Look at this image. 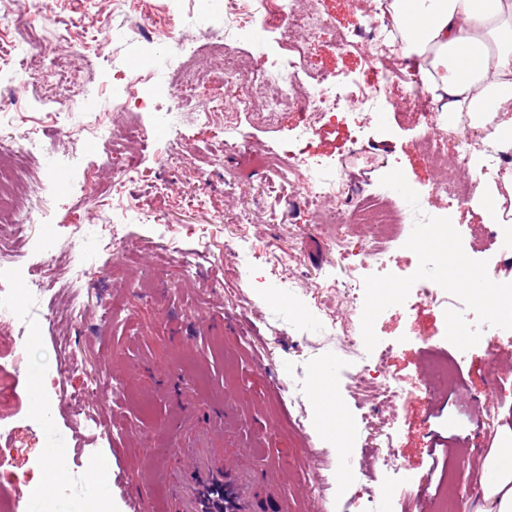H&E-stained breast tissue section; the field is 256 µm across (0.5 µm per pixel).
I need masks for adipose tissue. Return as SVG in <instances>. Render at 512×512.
I'll use <instances>...</instances> for the list:
<instances>
[{"instance_id": "1", "label": "adipose tissue", "mask_w": 512, "mask_h": 512, "mask_svg": "<svg viewBox=\"0 0 512 512\" xmlns=\"http://www.w3.org/2000/svg\"><path fill=\"white\" fill-rule=\"evenodd\" d=\"M391 34L425 91L445 100L448 131L512 153V0H390ZM476 512H512V467L487 458Z\"/></svg>"}]
</instances>
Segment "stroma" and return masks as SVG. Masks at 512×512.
Listing matches in <instances>:
<instances>
[{
	"mask_svg": "<svg viewBox=\"0 0 512 512\" xmlns=\"http://www.w3.org/2000/svg\"><path fill=\"white\" fill-rule=\"evenodd\" d=\"M330 21L322 42L308 50L309 67L367 81L372 72L357 54L334 49L337 35L353 34L367 0H321ZM149 13L158 25L168 15L161 0H56L59 25L81 18L68 40L51 53L34 50L32 71L47 55L58 56L75 82L94 96L112 92V64L130 69L146 64L150 37L133 34L136 16ZM59 96L44 94L38 81L18 93L19 111L0 112V146H29L23 169L28 183L55 198L52 223L16 231L13 216L0 217V239L10 243L22 271L50 265L58 282L26 302L12 333L31 342L27 366L0 358V381L13 390L12 415L0 422V446L13 448L10 478L0 481V500L36 512L34 499L57 501V512H126L125 492L136 489L134 472L116 460L132 457L136 444L175 447L179 395L196 399L200 415L220 407L224 393L232 425L228 448H252L259 468L278 472L288 493L301 496L302 512H357L355 494L366 491V512H439L431 454L443 448L462 492L457 512H472L481 499L485 460L491 449L512 448V347L504 336H481L461 350L445 337L444 312L476 316L453 295L435 303L387 308L376 320L383 371L395 375L403 392L383 406L355 388V375L372 374L369 357L356 356L320 324L322 313L345 315L346 258L336 227L321 210L293 203L288 185L271 171L256 170L250 153L278 149L301 124L298 112L241 113L239 152L224 150V129L206 125L195 113L179 114L165 136L152 130L148 113L105 115L110 128L141 125L142 136L119 143L110 137L82 140L59 132L53 113ZM360 116L346 111L316 123L312 148L345 160V179L381 192V177L400 168L420 201L451 218L470 246V227L484 223L471 204L448 203L433 195L435 174L418 148L414 122L386 110L385 136L368 132L371 151L351 157ZM181 145L175 168L157 163L168 144ZM136 165L137 180L123 182ZM154 213L150 222L123 211L124 200ZM117 225L132 250L116 257L100 250L94 231L100 216ZM274 252L278 271L252 265L253 254ZM98 278L88 287L89 275ZM85 312L70 318L69 297ZM118 298L121 310L101 320L99 305ZM69 337L70 369H52L58 342ZM498 349L497 365L487 352ZM455 358L453 389L429 395L417 385L434 357ZM328 371L324 411L313 386ZM96 393H88V386ZM74 392L83 401L71 400ZM371 413L372 430L361 416ZM305 418V432L294 427ZM391 429L395 462L386 474L369 463L376 434Z\"/></svg>",
	"mask_w": 512,
	"mask_h": 512,
	"instance_id": "obj_1",
	"label": "stroma"
}]
</instances>
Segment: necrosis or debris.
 <instances>
[{"mask_svg":"<svg viewBox=\"0 0 512 512\" xmlns=\"http://www.w3.org/2000/svg\"><path fill=\"white\" fill-rule=\"evenodd\" d=\"M302 0H208L204 10L184 15L187 24L222 23L224 26V81L238 89L233 100L215 94L198 118L212 123L216 114L224 116V147L238 148L232 138L237 115L241 112L304 113L305 123L294 133L276 168L288 183L297 204L320 207L335 205L342 226L376 224L388 238L398 237L410 213L394 205L387 195L365 194L363 188L344 184L341 165L311 149L312 120L329 119L348 110L374 114L386 104H393L408 114H423L427 122L419 139L431 163L438 171L433 193L458 203L472 200L475 181H464L463 173L472 166L482 170L503 169L511 160L488 146L460 136L459 150L447 158L448 134L443 129L445 118L433 109L429 96L419 86L412 70L407 69L398 54V46L389 34L387 6L389 0H375L358 23L354 37H340L338 49L359 54L373 71L371 82L355 79L344 82L335 76L319 74L313 86L300 88L297 77L307 67V48L318 42L328 21L319 12L303 9ZM248 40L262 48L265 61L261 68L246 70L234 54V43ZM202 79L191 76L172 83L155 69L134 72L116 66L112 69V109L116 112L148 111L156 106L159 96L174 102L175 110L189 106ZM401 86L399 98H391L390 85Z\"/></svg>","mask_w":512,"mask_h":512,"instance_id":"1","label":"necrosis or debris"}]
</instances>
